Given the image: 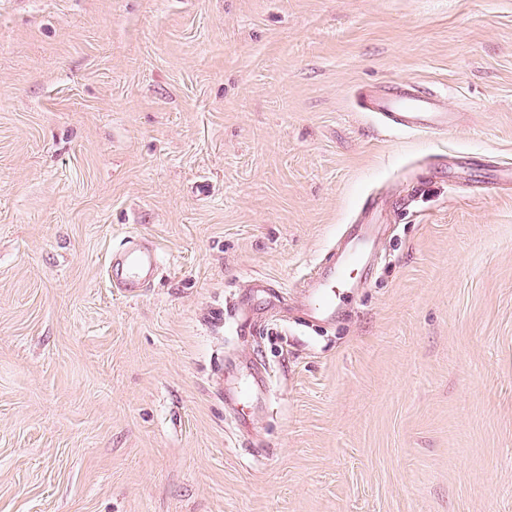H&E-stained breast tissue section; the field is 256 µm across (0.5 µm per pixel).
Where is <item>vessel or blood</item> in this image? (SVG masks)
<instances>
[{
	"instance_id": "obj_1",
	"label": "vessel or blood",
	"mask_w": 512,
	"mask_h": 512,
	"mask_svg": "<svg viewBox=\"0 0 512 512\" xmlns=\"http://www.w3.org/2000/svg\"><path fill=\"white\" fill-rule=\"evenodd\" d=\"M361 107L391 129L436 133L449 130L453 125L454 115L440 97L413 85L398 84L384 91L368 90L361 97ZM379 232L378 225L358 224L342 233L336 248L327 252L315 274L306 281V290L298 302L305 316L322 324L334 321L350 289L372 267ZM160 262L157 251L136 245L110 257L107 278L112 287L135 297L148 288ZM249 289L267 294L269 300L265 308L247 315V326L265 325L286 306L285 293L266 279L252 278ZM246 370V378L227 384L225 388L231 407L238 413L237 429L243 435L247 434L256 413L265 407L270 386L263 361L251 360Z\"/></svg>"
}]
</instances>
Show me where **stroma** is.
<instances>
[{
    "label": "stroma",
    "instance_id": "1",
    "mask_svg": "<svg viewBox=\"0 0 512 512\" xmlns=\"http://www.w3.org/2000/svg\"><path fill=\"white\" fill-rule=\"evenodd\" d=\"M405 82L456 127L359 109ZM507 164L512 0H0V512H512ZM371 198L335 320L241 332ZM255 356L246 440L212 379ZM160 262L157 251L146 245H135L111 255L106 269L107 278L112 288L135 297L148 288Z\"/></svg>",
    "mask_w": 512,
    "mask_h": 512
}]
</instances>
